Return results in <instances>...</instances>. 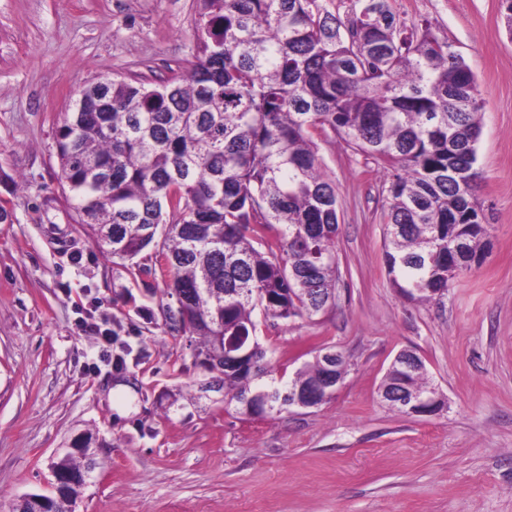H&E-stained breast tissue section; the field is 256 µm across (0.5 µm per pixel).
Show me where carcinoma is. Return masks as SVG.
<instances>
[{"mask_svg":"<svg viewBox=\"0 0 512 512\" xmlns=\"http://www.w3.org/2000/svg\"><path fill=\"white\" fill-rule=\"evenodd\" d=\"M195 61L149 85L114 78L79 89L57 131L60 181L92 244L136 278L159 272L173 330L224 357V403L267 418L316 386L323 353L274 378L255 313L278 330L336 304L335 183L329 132L391 172L384 264L411 300L443 296L482 256L475 192L485 102L448 41L400 20L391 0H195ZM380 387L438 390L425 364L394 361Z\"/></svg>","mask_w":512,"mask_h":512,"instance_id":"carcinoma-1","label":"carcinoma"}]
</instances>
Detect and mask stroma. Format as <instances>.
<instances>
[{
  "label": "stroma",
  "mask_w": 512,
  "mask_h": 512,
  "mask_svg": "<svg viewBox=\"0 0 512 512\" xmlns=\"http://www.w3.org/2000/svg\"><path fill=\"white\" fill-rule=\"evenodd\" d=\"M392 5L451 43L486 101L489 247L443 297L403 298L383 260L387 172L340 137L320 142L341 222L336 305L270 333L268 358L292 372L328 344L350 368L331 401L265 419L204 390L200 338L165 326L162 278L104 257L58 179L76 91L189 68L194 0H0V512L48 493L88 435L76 512H512V36L500 0ZM403 349L445 396L440 415L381 400Z\"/></svg>",
  "instance_id": "1"
}]
</instances>
